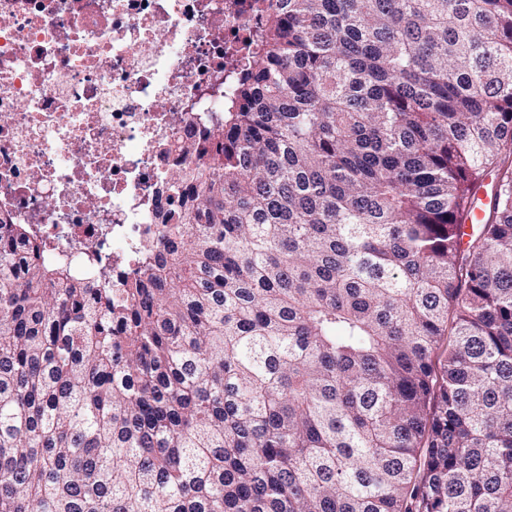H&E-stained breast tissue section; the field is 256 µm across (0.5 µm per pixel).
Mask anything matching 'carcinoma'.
Segmentation results:
<instances>
[{
    "label": "carcinoma",
    "mask_w": 512,
    "mask_h": 512,
    "mask_svg": "<svg viewBox=\"0 0 512 512\" xmlns=\"http://www.w3.org/2000/svg\"><path fill=\"white\" fill-rule=\"evenodd\" d=\"M262 2L137 270L0 224V512H512V0Z\"/></svg>",
    "instance_id": "carcinoma-1"
}]
</instances>
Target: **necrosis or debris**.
Masks as SVG:
<instances>
[{"mask_svg":"<svg viewBox=\"0 0 512 512\" xmlns=\"http://www.w3.org/2000/svg\"><path fill=\"white\" fill-rule=\"evenodd\" d=\"M261 24L256 0H0V222L76 274L136 269Z\"/></svg>","mask_w":512,"mask_h":512,"instance_id":"obj_1","label":"necrosis or debris"}]
</instances>
